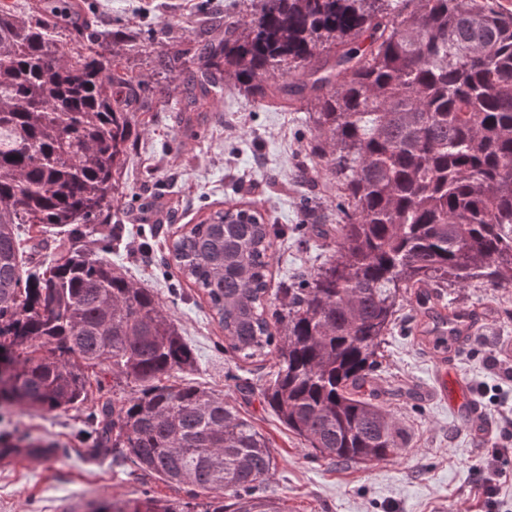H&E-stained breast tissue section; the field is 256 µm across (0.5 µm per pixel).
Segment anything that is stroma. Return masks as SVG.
<instances>
[{"label":"stroma","mask_w":512,"mask_h":512,"mask_svg":"<svg viewBox=\"0 0 512 512\" xmlns=\"http://www.w3.org/2000/svg\"><path fill=\"white\" fill-rule=\"evenodd\" d=\"M102 55L118 51L122 68L141 79L138 101L151 118L134 136L121 179L123 197L113 209L112 239L85 234L82 244L106 251L136 283L154 290L192 347L196 368L185 381L214 391L269 439L275 468L265 496L291 512H512V433L499 412L512 406V380L491 370L512 363V286L472 282L430 289L434 310L472 319L465 338L442 352L416 329L418 289H409L386 337L376 370L377 401L403 430L392 459L336 463L316 456L289 432L266 403L267 363L239 360L224 342L214 315L190 284L164 259L183 225L224 204L257 207L283 228L272 248V285L316 270L335 247L336 206L344 194L336 177L313 156L317 136L310 105L268 107L220 83L206 118L187 119L182 108L198 74L208 40L221 39L226 17L242 19L259 0H84ZM176 59L164 68L167 59ZM461 378L488 429L461 424L448 408L442 376ZM84 412L55 411L22 417L0 408V432L20 428L66 448L53 460L14 461L0 467V512H93L115 498L150 491L188 502V486L161 479L136 464L87 459L77 432ZM504 450L496 497L485 492L484 456Z\"/></svg>","instance_id":"35a3bbf8"}]
</instances>
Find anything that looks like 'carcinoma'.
<instances>
[{"instance_id": "carcinoma-1", "label": "carcinoma", "mask_w": 512, "mask_h": 512, "mask_svg": "<svg viewBox=\"0 0 512 512\" xmlns=\"http://www.w3.org/2000/svg\"><path fill=\"white\" fill-rule=\"evenodd\" d=\"M82 0H37L23 19L0 3V405L29 416L80 410L100 376L132 386L98 397L83 440L91 458L131 460L192 488L201 512H288L261 494L269 441L224 398L165 383L196 365L150 288L67 232L29 266L24 224L106 236L118 172L139 119L140 83L112 59L68 55L54 34L87 40ZM202 109L226 77L269 105L315 102L314 153L348 199L317 271L270 288L278 233L252 208L189 225L172 264L208 298L238 359L275 354L264 399L288 431L337 462L402 448L375 403L373 373L410 288L512 283V13L486 0H261L201 49ZM292 77L293 83H286ZM66 453L24 433L0 437V463ZM93 512H195L149 497Z\"/></svg>"}]
</instances>
